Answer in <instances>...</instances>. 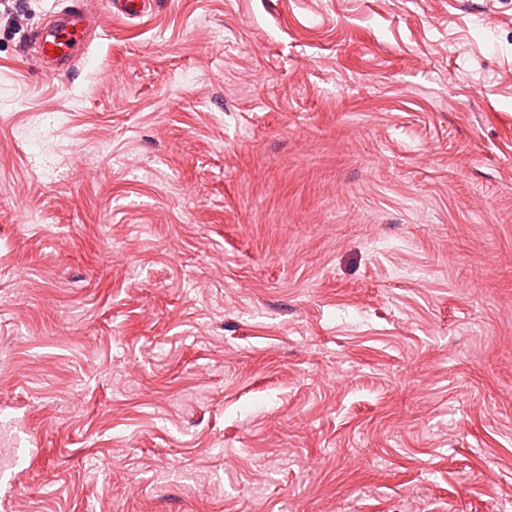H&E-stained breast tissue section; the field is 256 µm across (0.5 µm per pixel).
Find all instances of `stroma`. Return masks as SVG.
I'll use <instances>...</instances> for the list:
<instances>
[{
	"label": "stroma",
	"mask_w": 512,
	"mask_h": 512,
	"mask_svg": "<svg viewBox=\"0 0 512 512\" xmlns=\"http://www.w3.org/2000/svg\"><path fill=\"white\" fill-rule=\"evenodd\" d=\"M0 0V512H512V0H155L67 75Z\"/></svg>",
	"instance_id": "obj_1"
}]
</instances>
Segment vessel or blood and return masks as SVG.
I'll list each match as a JSON object with an SVG mask.
<instances>
[{
    "label": "vessel or blood",
    "mask_w": 512,
    "mask_h": 512,
    "mask_svg": "<svg viewBox=\"0 0 512 512\" xmlns=\"http://www.w3.org/2000/svg\"><path fill=\"white\" fill-rule=\"evenodd\" d=\"M113 14L137 18L145 14L152 0H108ZM92 33L83 25L81 6H73L63 22L34 33L41 59L50 74L59 75L81 62L88 51Z\"/></svg>",
    "instance_id": "b4317fda"
}]
</instances>
